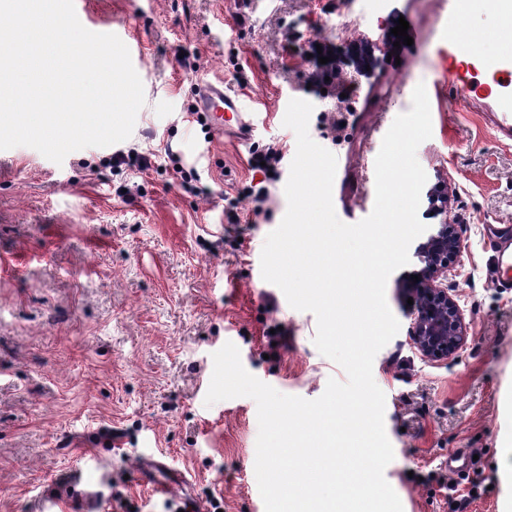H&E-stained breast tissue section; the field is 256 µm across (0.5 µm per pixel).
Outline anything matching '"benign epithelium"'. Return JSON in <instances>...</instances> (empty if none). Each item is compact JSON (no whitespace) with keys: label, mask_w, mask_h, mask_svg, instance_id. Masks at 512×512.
Returning <instances> with one entry per match:
<instances>
[{"label":"benign epithelium","mask_w":512,"mask_h":512,"mask_svg":"<svg viewBox=\"0 0 512 512\" xmlns=\"http://www.w3.org/2000/svg\"><path fill=\"white\" fill-rule=\"evenodd\" d=\"M465 249L453 224H436L416 256L420 263L413 284L415 315L410 327L413 346L425 358L444 360L460 350L466 324L456 296L448 292L452 263Z\"/></svg>","instance_id":"obj_1"}]
</instances>
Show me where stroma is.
<instances>
[{
  "instance_id": "obj_1",
  "label": "stroma",
  "mask_w": 512,
  "mask_h": 512,
  "mask_svg": "<svg viewBox=\"0 0 512 512\" xmlns=\"http://www.w3.org/2000/svg\"><path fill=\"white\" fill-rule=\"evenodd\" d=\"M99 26L126 21L137 41L145 103L130 138L88 147L57 164L37 150H0V512H39L60 490L98 492L104 512H178L154 495L134 462L163 453L188 479L185 494L216 497L223 512H265L256 475L257 406L239 397L206 405L212 355L226 342L245 369L281 393L318 398L344 370L314 344L313 313L292 309L261 276L266 236L286 210L284 181L270 184L269 216L226 223L224 195L251 173V142L294 158L284 127L290 99L314 106L311 138L337 158L333 202L354 224L375 202V159L394 119L425 84L432 136L417 159L425 191L446 186L448 211L468 245L448 286L461 297L467 340L445 362L413 348L405 283L417 260L393 272L386 299L398 334L374 359L394 458L384 475L403 512H451L448 452L475 461L459 475L479 482L469 512H512V291L491 283L488 224L512 225V143L496 139L448 88L447 14L439 0H85ZM412 45L396 46L398 18ZM197 54L185 70L181 51ZM346 80L356 110L331 118L334 99L309 84L317 51ZM368 54L355 66L356 51ZM249 76L239 87L235 66ZM223 81L256 114L246 138L197 123L198 85ZM138 148L146 171H114L115 149ZM195 170L199 192L175 167ZM286 330L269 346L268 331Z\"/></svg>"
}]
</instances>
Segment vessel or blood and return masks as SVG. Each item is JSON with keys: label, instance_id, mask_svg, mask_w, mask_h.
<instances>
[{"label": "vessel or blood", "instance_id": "obj_1", "mask_svg": "<svg viewBox=\"0 0 512 512\" xmlns=\"http://www.w3.org/2000/svg\"><path fill=\"white\" fill-rule=\"evenodd\" d=\"M492 6L509 36L492 55L478 52L477 40H461L460 31L470 15V0H448V81L459 102L496 132L501 141H512V0H492ZM200 105L215 132L243 125L244 104L227 95L223 87L207 82L199 88ZM500 245L494 284L512 289V225L499 227Z\"/></svg>", "mask_w": 512, "mask_h": 512}]
</instances>
